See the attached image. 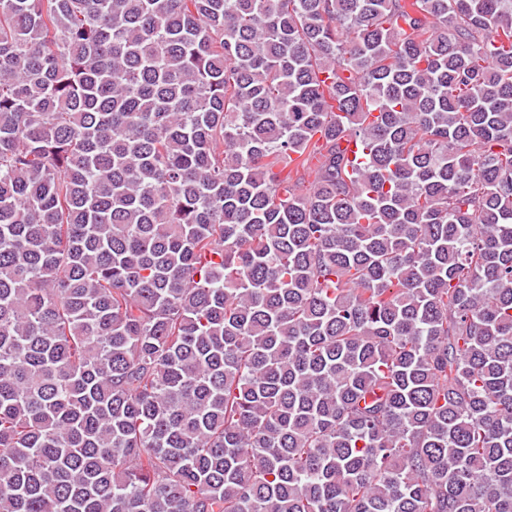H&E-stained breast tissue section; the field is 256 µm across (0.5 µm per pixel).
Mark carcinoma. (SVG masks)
<instances>
[{
    "mask_svg": "<svg viewBox=\"0 0 512 512\" xmlns=\"http://www.w3.org/2000/svg\"><path fill=\"white\" fill-rule=\"evenodd\" d=\"M0 512H512V0H0Z\"/></svg>",
    "mask_w": 512,
    "mask_h": 512,
    "instance_id": "obj_1",
    "label": "carcinoma"
}]
</instances>
